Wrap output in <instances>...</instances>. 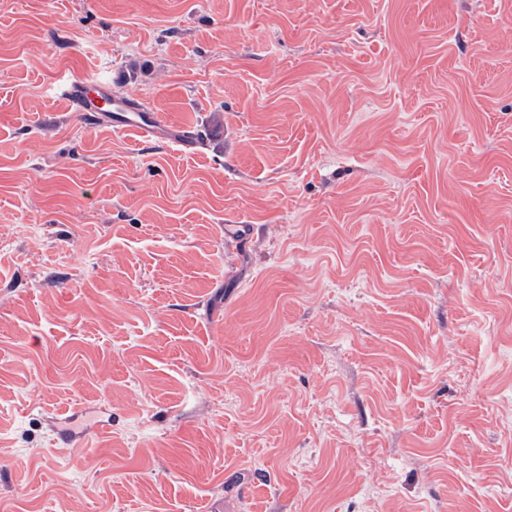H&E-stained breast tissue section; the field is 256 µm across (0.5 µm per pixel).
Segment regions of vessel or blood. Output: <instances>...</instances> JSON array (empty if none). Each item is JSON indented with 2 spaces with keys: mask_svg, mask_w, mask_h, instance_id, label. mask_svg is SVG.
I'll use <instances>...</instances> for the list:
<instances>
[{
  "mask_svg": "<svg viewBox=\"0 0 512 512\" xmlns=\"http://www.w3.org/2000/svg\"><path fill=\"white\" fill-rule=\"evenodd\" d=\"M59 93L69 108L79 112L91 125L115 131L132 130L148 141L176 144L186 154L197 150L193 125L168 123L156 109L142 101L113 93L108 80L72 77L60 84Z\"/></svg>",
  "mask_w": 512,
  "mask_h": 512,
  "instance_id": "b4317fda",
  "label": "vessel or blood"
}]
</instances>
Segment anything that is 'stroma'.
<instances>
[{
	"mask_svg": "<svg viewBox=\"0 0 512 512\" xmlns=\"http://www.w3.org/2000/svg\"><path fill=\"white\" fill-rule=\"evenodd\" d=\"M0 512H512V0H0ZM59 93L70 109L80 112L93 126L136 131L147 141L174 143L185 154L197 150L193 125L168 123L141 100L112 93V83L107 79L71 77L60 84Z\"/></svg>",
	"mask_w": 512,
	"mask_h": 512,
	"instance_id": "1",
	"label": "stroma"
}]
</instances>
